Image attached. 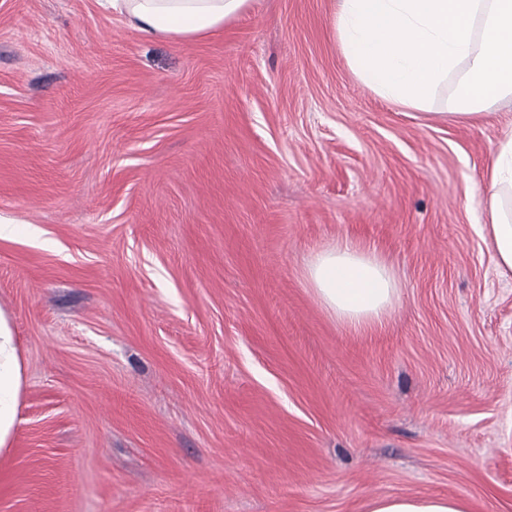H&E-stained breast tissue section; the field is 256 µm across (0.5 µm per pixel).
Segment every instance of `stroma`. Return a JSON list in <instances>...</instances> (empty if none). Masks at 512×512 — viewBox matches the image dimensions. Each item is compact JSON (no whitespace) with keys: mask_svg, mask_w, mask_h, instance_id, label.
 I'll return each instance as SVG.
<instances>
[{"mask_svg":"<svg viewBox=\"0 0 512 512\" xmlns=\"http://www.w3.org/2000/svg\"><path fill=\"white\" fill-rule=\"evenodd\" d=\"M338 0L148 37L98 0H0V309L23 365L0 512H512V274L480 187L512 99L448 120L351 69ZM39 228L32 239L30 228ZM401 290L355 332L311 257ZM306 279L336 320L356 331L381 325L400 293L386 261L350 239L319 250L307 267ZM365 512H472L462 496H381L370 499Z\"/></svg>","mask_w":512,"mask_h":512,"instance_id":"obj_1","label":"stroma"}]
</instances>
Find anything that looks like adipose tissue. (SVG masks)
<instances>
[{
  "mask_svg": "<svg viewBox=\"0 0 512 512\" xmlns=\"http://www.w3.org/2000/svg\"><path fill=\"white\" fill-rule=\"evenodd\" d=\"M149 36L187 37L223 27L250 0H99ZM337 30L354 73L374 92L423 110L449 75L460 91L448 117L479 121L488 102L512 96V0H338ZM496 265L512 271V135L501 141L482 185ZM306 279L320 303L353 330L382 324L400 293L375 251L344 239L319 250ZM22 365L11 325L0 312V451L18 418ZM365 512H471L462 496H381Z\"/></svg>",
  "mask_w": 512,
  "mask_h": 512,
  "instance_id": "obj_1",
  "label": "adipose tissue"
}]
</instances>
